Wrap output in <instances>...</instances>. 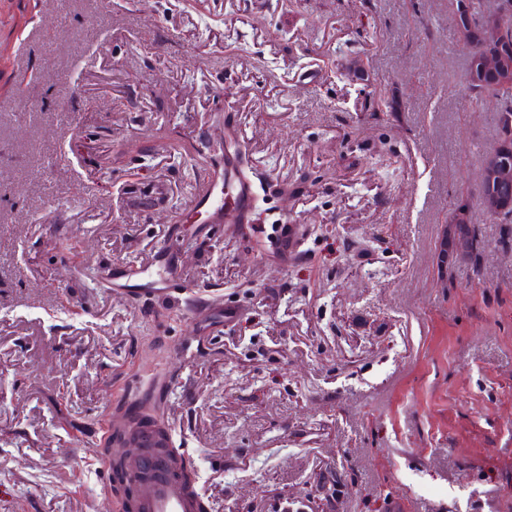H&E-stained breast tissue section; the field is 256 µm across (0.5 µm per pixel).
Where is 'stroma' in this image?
<instances>
[{
	"instance_id": "1",
	"label": "stroma",
	"mask_w": 512,
	"mask_h": 512,
	"mask_svg": "<svg viewBox=\"0 0 512 512\" xmlns=\"http://www.w3.org/2000/svg\"><path fill=\"white\" fill-rule=\"evenodd\" d=\"M448 0H0V512H116L108 420L209 512H512V241ZM239 224L188 216L226 151ZM466 208L481 252L439 257ZM171 253L172 294L113 269ZM235 324L197 331L196 300Z\"/></svg>"
}]
</instances>
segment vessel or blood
<instances>
[{
  "mask_svg": "<svg viewBox=\"0 0 512 512\" xmlns=\"http://www.w3.org/2000/svg\"><path fill=\"white\" fill-rule=\"evenodd\" d=\"M235 160L234 154H226L212 189L195 200V209L204 211L210 223H223L227 208L245 205L254 196L250 184L238 175ZM174 436L172 425L157 424L123 446L133 469L149 467L155 472L154 478L137 486V512H205L207 500L196 479L186 475L183 457L173 449Z\"/></svg>",
  "mask_w": 512,
  "mask_h": 512,
  "instance_id": "b4317fda",
  "label": "vessel or blood"
}]
</instances>
